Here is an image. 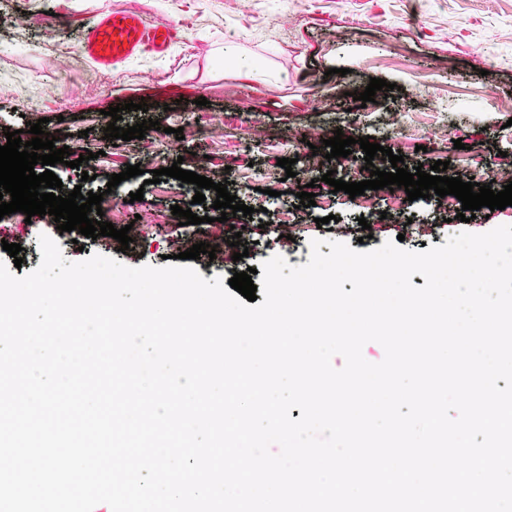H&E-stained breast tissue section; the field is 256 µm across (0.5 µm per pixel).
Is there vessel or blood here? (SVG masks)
Returning a JSON list of instances; mask_svg holds the SVG:
<instances>
[{
  "label": "vessel or blood",
  "instance_id": "obj_1",
  "mask_svg": "<svg viewBox=\"0 0 512 512\" xmlns=\"http://www.w3.org/2000/svg\"><path fill=\"white\" fill-rule=\"evenodd\" d=\"M180 38L177 28L166 22H146L123 11L103 13L86 32V56L102 70L146 53L161 56Z\"/></svg>",
  "mask_w": 512,
  "mask_h": 512
}]
</instances>
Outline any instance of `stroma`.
I'll use <instances>...</instances> for the list:
<instances>
[{
    "instance_id": "35a3bbf8",
    "label": "stroma",
    "mask_w": 512,
    "mask_h": 512,
    "mask_svg": "<svg viewBox=\"0 0 512 512\" xmlns=\"http://www.w3.org/2000/svg\"><path fill=\"white\" fill-rule=\"evenodd\" d=\"M113 9L174 24L183 38L165 56L99 70L84 52L83 37ZM374 78L391 83V90L364 106L354 101ZM201 97L207 100L202 107L196 104ZM130 101L149 109L123 112L121 127L149 117L160 130L141 140L105 139L110 119L104 109ZM36 122L68 147L71 159L95 152L83 168L59 163L53 171L63 192L104 190L105 221L129 227L132 242L123 251L110 237L59 232L52 216L17 213L0 222V240L20 244L25 273L41 262L43 234L57 239L67 260L97 253L135 267L162 265L164 256L178 253V237L189 236L216 248L215 256L193 262L208 280L231 279L274 255L305 264L309 242L318 237L356 251L396 239L409 250L438 246L464 229L512 225V206L481 208L466 224L456 218L459 200L434 194L404 202L360 242L351 232L360 213L347 193L336 194L334 222L316 226L323 210L299 207L296 180L277 161L310 155L339 128L401 152L411 167L445 161L450 177L470 179L484 160L512 171V0H0V146L14 130L29 141ZM178 127L180 140L173 135ZM437 132L462 139L463 148L437 145ZM177 159L183 169L228 181L242 204L272 216L291 211L289 238L269 235L265 216L218 222L215 190H205L200 205L192 201L195 185L167 176L145 184L144 172ZM129 164L140 165L141 175L108 188L109 175ZM85 173L90 181H82ZM139 189L143 200L129 202ZM175 204L209 216V223L180 225L171 212ZM409 221L427 225V232L407 233ZM236 226L249 249L244 262L233 260L227 244Z\"/></svg>"
}]
</instances>
